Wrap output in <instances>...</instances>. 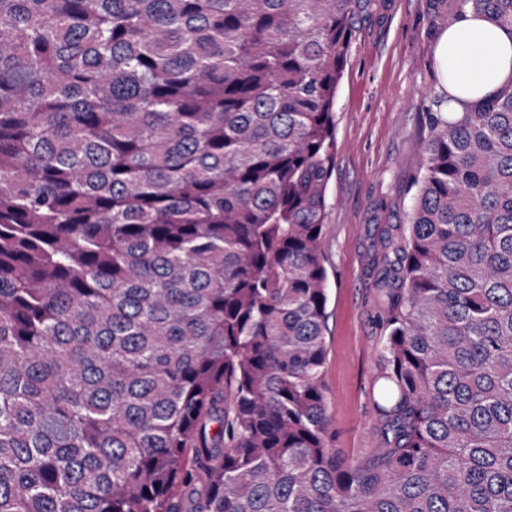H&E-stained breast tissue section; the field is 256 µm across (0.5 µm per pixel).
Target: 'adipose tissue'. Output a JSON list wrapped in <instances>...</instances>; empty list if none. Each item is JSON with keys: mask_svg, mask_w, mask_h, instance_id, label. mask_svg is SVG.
<instances>
[{"mask_svg": "<svg viewBox=\"0 0 512 512\" xmlns=\"http://www.w3.org/2000/svg\"><path fill=\"white\" fill-rule=\"evenodd\" d=\"M445 111L462 112L512 82V31L464 10L435 48Z\"/></svg>", "mask_w": 512, "mask_h": 512, "instance_id": "obj_1", "label": "adipose tissue"}]
</instances>
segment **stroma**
Returning a JSON list of instances; mask_svg holds the SVG:
<instances>
[{
	"mask_svg": "<svg viewBox=\"0 0 512 512\" xmlns=\"http://www.w3.org/2000/svg\"><path fill=\"white\" fill-rule=\"evenodd\" d=\"M461 10L460 0H373L339 85L323 241L324 384L335 446L351 458L379 445L369 396L385 334L373 269L379 230L407 221L428 117L445 101L434 49Z\"/></svg>",
	"mask_w": 512,
	"mask_h": 512,
	"instance_id": "stroma-1",
	"label": "stroma"
}]
</instances>
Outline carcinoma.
Listing matches in <instances>:
<instances>
[{
    "mask_svg": "<svg viewBox=\"0 0 512 512\" xmlns=\"http://www.w3.org/2000/svg\"><path fill=\"white\" fill-rule=\"evenodd\" d=\"M370 0H0V512H512V83L383 232L381 445L322 257ZM512 29V0H462Z\"/></svg>",
    "mask_w": 512,
    "mask_h": 512,
    "instance_id": "carcinoma-1",
    "label": "carcinoma"
}]
</instances>
